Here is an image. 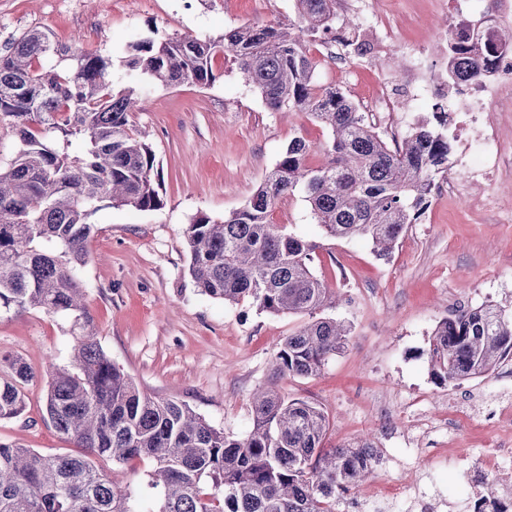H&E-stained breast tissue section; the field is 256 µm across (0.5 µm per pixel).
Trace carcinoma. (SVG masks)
Here are the masks:
<instances>
[{
    "label": "carcinoma",
    "instance_id": "obj_1",
    "mask_svg": "<svg viewBox=\"0 0 512 512\" xmlns=\"http://www.w3.org/2000/svg\"><path fill=\"white\" fill-rule=\"evenodd\" d=\"M298 24L243 25L218 40L186 32L139 37L124 60L127 86L115 90L112 61L47 29H29L0 53V121L21 147L0 167V314L39 309L71 321L69 365L47 384L48 421L77 455H44L0 442V512H336L350 488L374 471L369 437L326 449L328 415L276 387L253 395L250 431L237 437L188 404L156 399L112 362L84 303L89 222L100 203L140 211L162 207L152 147L131 133L146 77L165 87L210 86L217 57L229 60L272 110H298L328 130L313 146L294 137L246 204L222 219L192 217L185 230L188 274L198 291L228 304L248 301L268 314L308 317L274 359L279 376L319 373L345 344L346 326L319 313L336 305L313 266L316 245L270 220L299 193L329 238L361 236L391 257L402 233L428 207L453 143L448 113L434 112L389 144L338 87L323 86L306 37L328 33L336 0H295ZM512 32L448 40V84L481 78ZM321 161L312 165V152ZM512 358V309L460 307L429 340L432 379L442 385L486 379ZM0 420L25 410L27 365L3 359ZM112 460V471L96 464ZM151 462L145 500L123 465Z\"/></svg>",
    "mask_w": 512,
    "mask_h": 512
}]
</instances>
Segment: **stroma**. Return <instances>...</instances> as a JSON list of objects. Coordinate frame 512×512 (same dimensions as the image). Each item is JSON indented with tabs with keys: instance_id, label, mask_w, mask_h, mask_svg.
<instances>
[{
	"instance_id": "stroma-1",
	"label": "stroma",
	"mask_w": 512,
	"mask_h": 512,
	"mask_svg": "<svg viewBox=\"0 0 512 512\" xmlns=\"http://www.w3.org/2000/svg\"><path fill=\"white\" fill-rule=\"evenodd\" d=\"M451 2L362 0L358 15L338 0L336 23L348 45L334 44L327 56L318 52L322 35L307 42L319 83L364 106L382 83H400L397 62L418 48L427 51L423 79L437 82L448 26L458 19ZM293 14V0H112L107 12L97 0H0V50L24 30L46 28L59 43L77 41L110 58L121 85L135 36L218 39ZM215 71L211 86L155 85L142 96L131 123L156 153L163 205L140 211L107 204L91 216L85 304L104 350L141 391L186 402L242 436L252 425L254 390L270 381L276 352L302 319L200 294L188 274L185 228L196 213L221 217L241 208L293 137L316 145L327 131L306 113L268 109L228 61L216 59ZM490 119L504 145V176L473 183L460 197L449 185L461 172L449 169L390 259H378L363 238H327L300 197L284 199L271 214L273 223L315 243L314 266L338 296L328 314L351 326L344 350L320 375L281 379V391L328 414L326 447L371 434L379 458L371 484H402L437 512H473L469 487L491 494L512 487V466L485 474L474 464L504 430L486 406L512 390V363L458 385L436 384L427 364L431 333L452 309L512 307V112L496 109ZM72 344L69 320L38 309L0 316V355L21 358L34 374L24 414L0 421L1 442L74 452L43 418L48 374L68 364ZM455 405L479 412L449 429Z\"/></svg>"
}]
</instances>
